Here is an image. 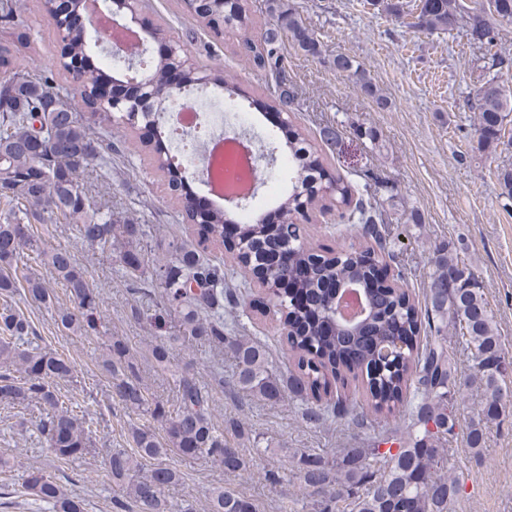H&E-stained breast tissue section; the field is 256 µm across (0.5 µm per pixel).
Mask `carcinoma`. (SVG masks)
I'll list each match as a JSON object with an SVG mask.
<instances>
[{
    "instance_id": "obj_1",
    "label": "carcinoma",
    "mask_w": 512,
    "mask_h": 512,
    "mask_svg": "<svg viewBox=\"0 0 512 512\" xmlns=\"http://www.w3.org/2000/svg\"><path fill=\"white\" fill-rule=\"evenodd\" d=\"M497 14L482 17L464 15L462 0H424L416 21L408 27L432 34L451 32L465 19L466 35L488 48L498 46L502 24L512 23V0H497ZM24 0H0V24L21 20ZM375 8L391 17H403L400 0H375ZM267 19L262 43L248 38L253 17L248 0H237L235 12L222 15L221 4L213 0L210 13L199 22L218 31L231 23L242 36V44L253 67L271 77L268 107L285 112L295 109V96L288 88L282 65L281 45L292 41L305 54L319 53V42L304 24L289 0H266ZM95 44L89 34L73 29L68 35L69 61L88 55ZM173 63L166 57L152 65L154 89H168L167 74ZM337 75L351 81L383 108L385 99L376 94L369 71L352 57L339 53L332 59ZM466 107L477 117V150L497 147L503 123L512 117V89L495 77L473 89ZM288 142V158L295 172L292 178L305 184L310 168L321 165L315 148L296 129L282 131ZM90 166L105 172L112 168V143H103L89 124L56 90L54 74L32 72L12 48L0 44V197L15 203L0 216V296L19 293L35 303L49 305L51 295L41 278L21 261L32 252L47 265L70 296L73 308L57 310L55 322L81 336L100 334L102 322L99 297L85 270L67 247L47 246L34 238L32 222L47 220L75 224L83 242L102 254H118L127 281L134 284L152 270L162 288V308L154 314L156 329H167V318L177 319L174 331L158 336L149 351L157 366L169 364V346L180 339L225 343L230 348L235 371L230 390L234 394L260 397L271 402L284 399L290 387L299 384L320 398L327 390L326 372L336 374L344 367L361 377L366 388L368 409L377 415L401 418L412 401H417L416 418L409 437L395 433L366 448H341L329 459L315 451H304L298 459L299 480L318 495L312 512H453L462 490L459 481L441 473L447 466L445 445L456 436L455 415L448 400L460 392L455 379L454 358L448 351V329L471 354L472 382L485 387L489 401L482 409V423L468 431L470 447L483 442V426L495 420L501 410L499 378L505 352L498 336L495 316L489 307L478 275L457 257L439 254L430 275V311L434 335L420 343L418 311L408 293L374 279V258L370 247L351 246L336 262L332 250L321 254L303 247L302 229L294 221L300 214L289 191L280 205L292 220L286 224L242 226L239 251L251 259L268 244L288 249V265H270L268 273L281 284L294 288L279 290L276 305L288 326V350L299 356L298 376L275 374L262 345L237 336H224V323L202 316L224 306V269L204 259L189 246L168 244L166 258L159 263L161 247L143 245V231L114 215L112 209L96 205L79 184V175ZM344 204L352 191L341 179L329 177L312 190L308 207L315 208L326 197ZM371 186L366 183L350 211V219L365 225V232L378 243L381 253L392 256L376 225L384 223L382 213L369 202ZM202 239L224 238V210L211 211L210 222L200 225ZM350 278L369 290L370 312L354 333L348 334L329 317V291L323 284ZM31 323L6 304L0 308V402L11 405L35 404L41 409L37 431L60 462L85 458L94 448L85 416L71 400L63 399L51 386L58 378L72 377L68 359L33 341ZM401 343L389 360L380 357L388 341ZM102 368L112 377L111 395L133 413L148 414L164 424L165 438L148 428L134 426V448H112L106 466L116 482L126 485L127 496L136 512H172L165 491L181 480L180 472L166 463L171 455L204 458L238 473L249 466L248 445L255 440L252 430L239 418L225 420L234 438L212 422L208 392L194 374L185 371L177 378L175 403L150 397L138 381V364L119 339L108 338ZM24 489L47 504L50 512H83L81 503L63 491L57 480L41 470L29 472ZM208 512H255L248 499L219 489L212 493Z\"/></svg>"
}]
</instances>
